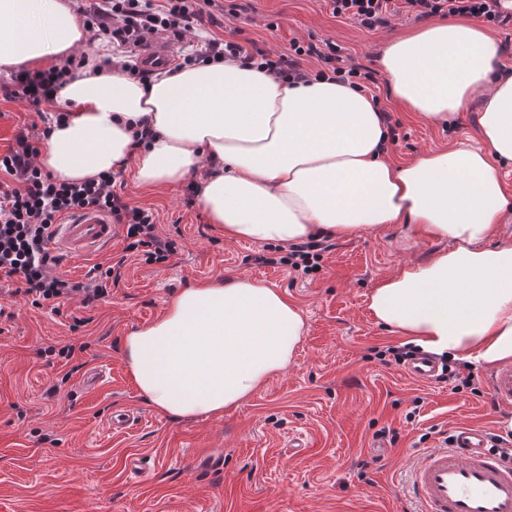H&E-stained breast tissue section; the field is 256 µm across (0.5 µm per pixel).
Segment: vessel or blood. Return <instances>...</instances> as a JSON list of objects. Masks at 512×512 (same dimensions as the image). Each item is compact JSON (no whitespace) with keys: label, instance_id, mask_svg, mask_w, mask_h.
<instances>
[{"label":"vessel or blood","instance_id":"vessel-or-blood-1","mask_svg":"<svg viewBox=\"0 0 512 512\" xmlns=\"http://www.w3.org/2000/svg\"><path fill=\"white\" fill-rule=\"evenodd\" d=\"M114 235L110 218L96 211L72 216L57 225L53 247L70 256L96 252ZM435 360L419 356L406 374L417 381L433 379ZM498 404L512 406V366L499 368L492 380ZM490 437L480 426L453 430L447 446L426 453L411 469L410 492L422 512H512V465L490 452Z\"/></svg>","mask_w":512,"mask_h":512}]
</instances>
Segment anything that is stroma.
<instances>
[{
    "label": "stroma",
    "instance_id": "stroma-1",
    "mask_svg": "<svg viewBox=\"0 0 512 512\" xmlns=\"http://www.w3.org/2000/svg\"><path fill=\"white\" fill-rule=\"evenodd\" d=\"M236 16L214 9L199 35L238 31L257 47L285 53L291 40L342 48L348 64L372 72L371 92L398 121L392 160L476 138L480 100L445 127L405 111L389 96L383 47L403 31L427 26L408 13L369 31L333 14L328 0H235ZM116 192L152 210L177 251L162 264L129 252L122 232L100 252L60 257L54 275L84 280L96 265L117 266L107 297L83 308L78 297L37 307L0 295V512H418L406 472L443 446L462 424L495 434L512 429V407L497 404L491 370L471 365L474 389L419 382L377 353L404 340L368 308L376 282L408 262L428 261L445 239L393 226L331 239L311 274L281 264L276 243L230 241L208 223L191 186L150 190L123 176ZM249 276L280 288L302 311L305 327L287 370L221 416L174 421L143 400L130 378L121 341L158 319L171 294L202 279ZM72 357L57 356L63 346ZM105 368L94 391L88 371ZM133 424L112 430V413ZM395 444L375 447L380 429ZM305 439L302 448L290 439ZM141 458L142 477L128 467ZM369 468H361V461Z\"/></svg>",
    "mask_w": 512,
    "mask_h": 512
}]
</instances>
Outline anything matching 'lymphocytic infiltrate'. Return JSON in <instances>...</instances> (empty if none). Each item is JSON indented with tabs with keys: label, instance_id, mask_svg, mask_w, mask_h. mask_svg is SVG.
I'll list each match as a JSON object with an SVG mask.
<instances>
[{
	"label": "lymphocytic infiltrate",
	"instance_id": "f902f5d3",
	"mask_svg": "<svg viewBox=\"0 0 512 512\" xmlns=\"http://www.w3.org/2000/svg\"><path fill=\"white\" fill-rule=\"evenodd\" d=\"M335 15L355 21L371 30L386 24L392 10L390 0H331ZM408 12L418 18L435 15H468L498 22L502 17L500 0H402ZM215 0H95L93 7L78 12L89 32L104 34L113 51L119 52L137 42L141 34L158 30L183 39L185 32L201 21ZM317 57L322 67L305 71L303 57ZM224 61L253 67L288 81H309L334 77L357 86L362 72L347 65L336 44L326 47L292 41L291 51L274 55L235 40L199 38L183 56L187 66ZM85 63L84 56L67 58L62 65L44 70L21 69L9 84L0 85L5 99L24 102L33 108L53 102L57 91L74 71ZM60 115L44 117L42 126L19 129L5 151L0 152V281L12 295L22 296L34 305L80 296L83 307L105 297L112 279L111 270L92 268L86 281L72 282L51 275L56 258L49 245L60 220L93 210L110 217L121 227L127 248L144 250L148 261L165 262L176 250V243L157 233L152 211L129 206L113 190L112 176L83 182H68L44 172L35 162L39 144L47 139Z\"/></svg>",
	"mask_w": 512,
	"mask_h": 512
}]
</instances>
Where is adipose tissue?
<instances>
[{
	"mask_svg": "<svg viewBox=\"0 0 512 512\" xmlns=\"http://www.w3.org/2000/svg\"><path fill=\"white\" fill-rule=\"evenodd\" d=\"M98 48L71 0H0V72L89 57L58 93L69 108L37 161L73 182L133 174L161 188L195 178L198 201L226 239L287 245L395 224L449 240L402 266L369 296L374 318L421 351L489 368L512 363V242L488 240L508 206L512 74L494 71L495 39L477 22L433 24L391 41L381 64L391 94L447 124L481 97L479 142L396 165L372 98L336 81L286 83L235 63L185 66L142 83L97 68ZM147 123L153 138L137 144ZM304 330L297 305L239 276L197 283L163 315L124 336L145 401L175 420L238 407L291 361Z\"/></svg>",
	"mask_w": 512,
	"mask_h": 512,
	"instance_id": "1",
	"label": "adipose tissue"
}]
</instances>
